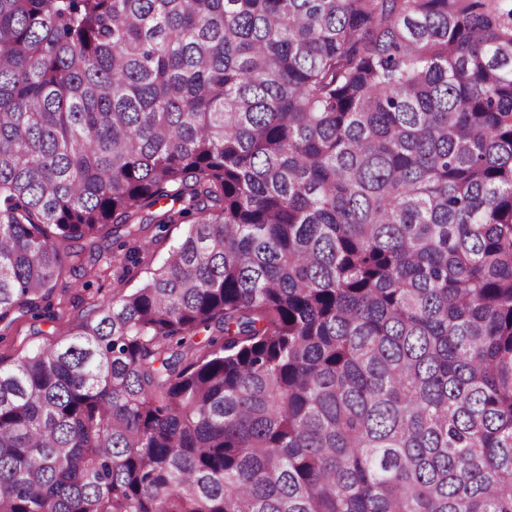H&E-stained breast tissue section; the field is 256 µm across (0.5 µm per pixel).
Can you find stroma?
I'll return each instance as SVG.
<instances>
[{"instance_id":"1","label":"stroma","mask_w":512,"mask_h":512,"mask_svg":"<svg viewBox=\"0 0 512 512\" xmlns=\"http://www.w3.org/2000/svg\"><path fill=\"white\" fill-rule=\"evenodd\" d=\"M186 230L183 223L166 225L161 232L147 227L144 234L152 242L149 254L133 261L122 258L107 264L101 273H88L83 282L63 274L55 282L47 298L48 306L40 315L12 311L0 321V365H13L46 341L68 340L77 323L93 314L100 303L110 301L114 293L139 287Z\"/></svg>"}]
</instances>
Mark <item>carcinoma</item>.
Here are the masks:
<instances>
[{"instance_id":"cac0c4a2","label":"carcinoma","mask_w":512,"mask_h":512,"mask_svg":"<svg viewBox=\"0 0 512 512\" xmlns=\"http://www.w3.org/2000/svg\"><path fill=\"white\" fill-rule=\"evenodd\" d=\"M185 218L0 366V512H512V10L0 0V321ZM188 224H167L162 233L154 226L147 227L142 234L152 239L151 252L138 255L135 261H127L123 258L125 251H122L118 261L100 262L101 269L105 270L103 273L93 271L84 278H76L67 269L54 283L48 298L39 302L42 316L34 317L32 311L16 309L0 322V365L10 367L46 341L70 339L77 323L93 314L100 303L112 300L113 293L139 287L167 256L169 249L184 236ZM87 280L90 284L83 286Z\"/></svg>"}]
</instances>
